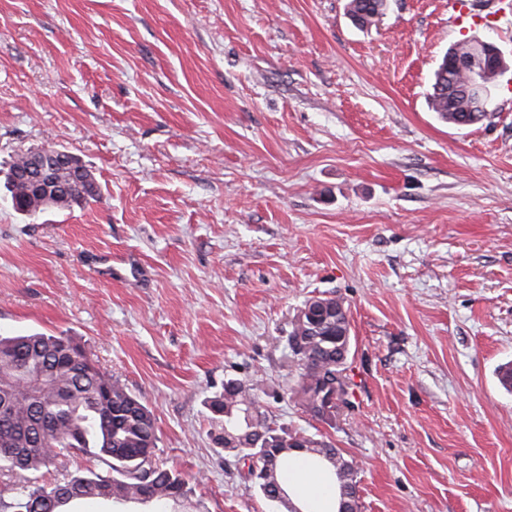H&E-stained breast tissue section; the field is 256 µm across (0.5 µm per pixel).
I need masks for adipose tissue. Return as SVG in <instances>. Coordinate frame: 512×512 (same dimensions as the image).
I'll use <instances>...</instances> for the list:
<instances>
[{
    "label": "adipose tissue",
    "instance_id": "obj_1",
    "mask_svg": "<svg viewBox=\"0 0 512 512\" xmlns=\"http://www.w3.org/2000/svg\"><path fill=\"white\" fill-rule=\"evenodd\" d=\"M288 493L301 512H338L340 507L337 483L326 480L298 457L288 464Z\"/></svg>",
    "mask_w": 512,
    "mask_h": 512
}]
</instances>
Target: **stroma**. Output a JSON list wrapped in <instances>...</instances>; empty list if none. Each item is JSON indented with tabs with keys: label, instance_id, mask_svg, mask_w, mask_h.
Here are the masks:
<instances>
[{
	"label": "stroma",
	"instance_id": "1",
	"mask_svg": "<svg viewBox=\"0 0 512 512\" xmlns=\"http://www.w3.org/2000/svg\"><path fill=\"white\" fill-rule=\"evenodd\" d=\"M0 0V179L53 146L100 197L16 211L0 334L73 337L154 413L204 512H276L207 408L234 379L359 469V512H512V78L482 123L427 104L444 53L512 58V0ZM343 300L348 404L289 388L291 321ZM386 0H350L347 5V13L358 26L364 28L374 23L378 13L385 11Z\"/></svg>",
	"mask_w": 512,
	"mask_h": 512
}]
</instances>
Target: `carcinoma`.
<instances>
[{
  "instance_id": "obj_1",
  "label": "carcinoma",
  "mask_w": 512,
  "mask_h": 512,
  "mask_svg": "<svg viewBox=\"0 0 512 512\" xmlns=\"http://www.w3.org/2000/svg\"><path fill=\"white\" fill-rule=\"evenodd\" d=\"M386 0H349L347 13L358 26L374 23L385 11ZM443 55L434 71L428 107L453 125L466 119L474 125L488 118L468 91L467 71L455 68ZM6 176L14 207L35 215L48 207L70 208L97 200L98 189L74 193L72 172L63 168L56 182L47 187L28 186ZM324 305L326 316L317 326L294 317L287 336L288 349L300 372L292 392L311 416L324 419L323 408L336 400L346 403L344 375L350 351V322L344 303L333 297H316L312 305ZM79 350L84 366L61 367L57 353L63 344ZM254 387L238 380L224 383V392L207 401L213 420L221 426L218 437L224 453L249 460L263 453L262 473L251 478L257 491L286 512L296 505L290 496L274 501L284 489L281 469L288 465L293 449L304 453V461L338 482L341 501L348 512H358V471L353 461L337 449L311 436L291 435L268 423L267 415L255 409ZM0 468L24 479L13 504L14 512H70L78 501L99 499L119 504L171 505L170 512H202L200 506L185 508L190 489L175 470L156 460L158 437L155 418L148 406L133 396L125 384L107 375L85 349L69 336L34 333L0 335ZM53 416L59 426L51 434L39 429V419ZM64 452L93 455L109 468L106 473L89 470L71 472L48 486L41 482L43 470Z\"/></svg>"
}]
</instances>
